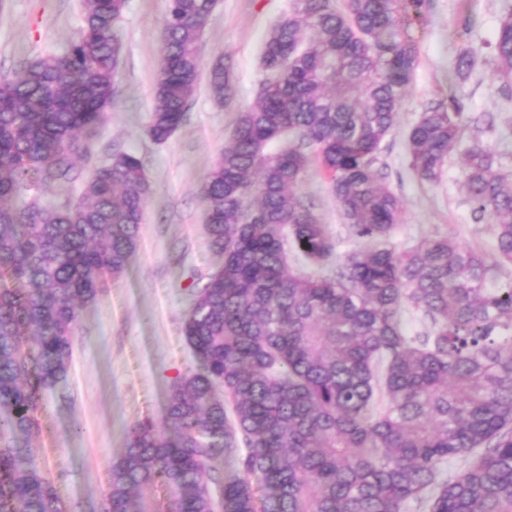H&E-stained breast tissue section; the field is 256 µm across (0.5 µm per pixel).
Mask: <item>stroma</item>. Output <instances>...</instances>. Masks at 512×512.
Instances as JSON below:
<instances>
[{
	"instance_id": "stroma-1",
	"label": "stroma",
	"mask_w": 512,
	"mask_h": 512,
	"mask_svg": "<svg viewBox=\"0 0 512 512\" xmlns=\"http://www.w3.org/2000/svg\"><path fill=\"white\" fill-rule=\"evenodd\" d=\"M503 5L504 0H430L425 22L412 31L419 66L398 129L385 139L380 156L386 182L403 202L396 245L449 231L462 245L492 249L486 224L475 222L465 201L459 156H451L439 184H428L409 168L405 137L429 103L451 96L469 112L512 115V100L504 99L491 60ZM290 6L291 0H220L202 37L198 90L181 127L157 144L146 126L167 2L128 0L118 25L124 59L117 94L89 143L87 159L76 163L68 193L78 195L90 170L122 151L141 159L151 194L127 272L81 312L68 382L46 394L38 413L37 462L70 512H95L127 429L142 421L165 426L170 388L195 366L183 321L192 290L218 262L208 245L198 187L229 141L239 111L255 104L266 34ZM81 22L80 0H5L0 76L40 55L66 50ZM466 49L477 64L462 81L455 62ZM225 57L233 61L236 90L231 103L220 107L209 81L213 64ZM303 191L339 238V253L349 251L344 219L323 175L310 172Z\"/></svg>"
}]
</instances>
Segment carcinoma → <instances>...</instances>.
<instances>
[{"mask_svg":"<svg viewBox=\"0 0 512 512\" xmlns=\"http://www.w3.org/2000/svg\"><path fill=\"white\" fill-rule=\"evenodd\" d=\"M81 3L66 51L0 77V512H66L35 460L36 414L68 381L82 308L136 253L150 194L139 158L116 153L77 198L24 202L73 179L112 107L127 0ZM218 3L168 0L156 143L196 93ZM427 7L293 0L270 28L257 101L198 191L219 262L184 320L197 367L172 385L173 435L151 422L126 432L101 512H158L159 488L167 512H512V172L508 149L481 139L506 138L512 120L451 97L406 134L410 170L429 183L464 145L466 200L490 218L492 264L450 233L392 245L402 202L377 168ZM493 65L512 95V6ZM232 80V65L213 66L216 103ZM315 162L356 243L341 260L301 194ZM290 252L304 269H290ZM220 457L236 466L218 478ZM457 458L465 469L445 475Z\"/></svg>","mask_w":512,"mask_h":512,"instance_id":"1","label":"carcinoma"}]
</instances>
